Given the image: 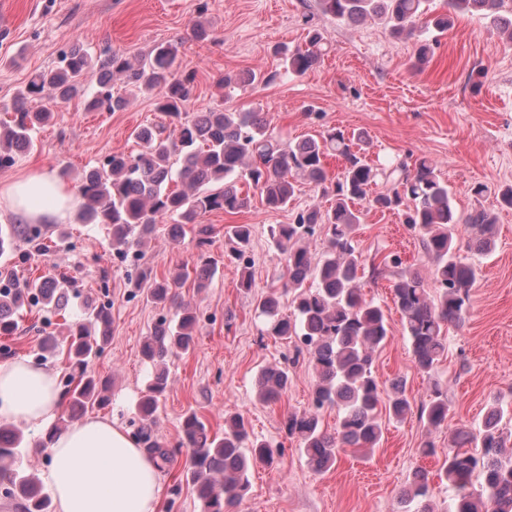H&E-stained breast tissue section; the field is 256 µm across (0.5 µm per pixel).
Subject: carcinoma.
<instances>
[{"instance_id":"1","label":"carcinoma","mask_w":512,"mask_h":512,"mask_svg":"<svg viewBox=\"0 0 512 512\" xmlns=\"http://www.w3.org/2000/svg\"><path fill=\"white\" fill-rule=\"evenodd\" d=\"M506 2L447 0L448 12L431 19L427 0H318V5L323 14L339 22L377 21L395 38L410 37L417 29L442 34L455 17L481 12L512 42V9L505 10ZM323 51L322 32L311 29L306 49L282 51V69L252 74L249 80L270 84L284 73L303 76L320 64ZM177 56L178 48L172 43L154 47L135 63L109 50L95 55L74 47L62 53L56 68L36 74L16 94L10 119L0 122V168L14 165L16 155L32 150L36 129L54 118L53 112L36 104L46 97L64 101L79 94L90 73L96 75V91L87 100L89 111L125 109L127 98L113 92L117 79L132 92L156 93V110L168 123L137 127L132 132L140 146L137 152H115L89 168L78 187L77 210L79 222L106 225L114 254L133 266L132 286L146 292L151 303L174 308L172 317L160 318L142 346L143 359L153 367L192 350L198 325L195 308L178 300L177 288L184 283L185 273L159 278L140 263L142 248L157 224L173 221L169 235L174 242L185 225L193 226L198 250L194 287L203 290L210 286L218 266L208 251L214 228L204 218L214 211L234 215L247 209L251 197L239 183L253 189L271 210L287 208L304 182L330 199L325 209L315 204L297 212L290 224L269 225L268 238L284 255V265L278 283L255 299L265 333L293 342L291 362L305 358L316 374L312 410L288 413L284 428L299 440L311 468L326 472L338 462L341 449L375 447L384 432L383 417L400 422L412 413L406 380H395L385 395L375 376L376 355L387 343L389 329L384 310L365 298L360 284L359 271L365 264L356 231L363 223V211L355 204L365 202L374 210L398 216L419 234L423 252L432 261L429 281L417 270L402 268L401 258L394 253L370 267L374 279L388 269L396 270L393 301L415 366L428 377L445 352L442 326L463 322L477 281L475 267L454 254L457 227L467 225L470 248L487 253L495 243L496 216L486 209L458 214L436 161L426 155L378 168L366 159V141L360 134L349 136L332 128L292 144L273 133L262 112H226L218 106L191 109L196 72L177 65ZM331 155L343 161L334 177L326 166ZM379 180L385 189L374 193L372 187ZM319 231L325 235L324 247L313 253L304 241ZM224 238V257L240 263L251 249L253 226L229 225ZM16 239L40 251L45 233L40 224L0 229V256L14 251ZM13 276L11 266H0V282L9 283L7 288L0 287L1 336L15 332L16 315L33 302L64 313L79 292L72 281L62 288L52 277L18 284ZM287 295L291 314L283 310L282 297ZM111 325L106 305L86 302L80 317L69 325L64 346L52 336L43 339L44 348L60 351L70 369L64 410L52 431L66 429L75 413L111 401L110 382L88 372ZM290 384L287 367H266L258 374V396L276 402ZM166 388L165 374L153 373L136 404L137 440L163 463L172 452L158 440L153 426ZM326 408L340 415L333 435L320 425V412ZM450 410L448 392L436 384L431 398L421 404L419 417L438 429ZM504 417L502 404L494 399L479 428L464 426L454 431L438 474L453 493L448 512H512V430L503 424ZM181 429L180 446L191 449L183 479L200 501L201 512H231L248 492L250 469L271 466L281 455L269 442L253 437L248 421L238 414L224 417L221 435L210 434L194 410L184 414ZM21 444L18 430L0 427V484L6 498L20 500L21 512H52V499L42 480L21 465ZM429 493L428 473L414 470L401 490L404 512H433Z\"/></svg>"}]
</instances>
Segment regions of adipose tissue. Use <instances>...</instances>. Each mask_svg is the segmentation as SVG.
I'll use <instances>...</instances> for the list:
<instances>
[{
  "label": "adipose tissue",
  "instance_id": "adipose-tissue-1",
  "mask_svg": "<svg viewBox=\"0 0 512 512\" xmlns=\"http://www.w3.org/2000/svg\"><path fill=\"white\" fill-rule=\"evenodd\" d=\"M0 202L25 223L62 224L75 197L55 171L26 172L0 184ZM56 374L29 360L0 363V424L51 426L60 414ZM56 512H156L157 459L117 422L89 417L59 433L44 461Z\"/></svg>",
  "mask_w": 512,
  "mask_h": 512
}]
</instances>
